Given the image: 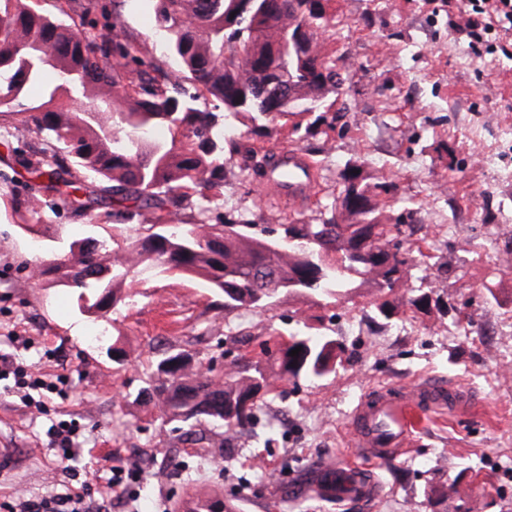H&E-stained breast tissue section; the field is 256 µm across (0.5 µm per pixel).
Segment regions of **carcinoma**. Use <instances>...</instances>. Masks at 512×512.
<instances>
[{"label": "carcinoma", "instance_id": "cac0c4a2", "mask_svg": "<svg viewBox=\"0 0 512 512\" xmlns=\"http://www.w3.org/2000/svg\"><path fill=\"white\" fill-rule=\"evenodd\" d=\"M330 0H157L156 25L178 64L171 78L159 66L132 54L112 33L90 38L32 0H0V101L25 109L24 122L43 135V147L16 154L31 180L66 197L75 210L110 208L118 222L145 218V232L125 236L113 260L110 244L97 237L39 270L74 290L85 313L101 315L122 301L128 277L146 271L176 272L205 280L224 298V309H264L281 289L336 299L355 288L354 276H368L379 292L383 279L407 270L385 266L389 235L396 225L378 220L376 194L392 184L366 183L360 166L346 165L344 188L360 202L345 216L351 235L359 226L375 236L377 252L342 255L321 236L336 226V213L317 224H290L289 243L259 239L223 224H172L171 209L192 197L209 202L223 194L224 161L239 152L229 120L250 115L249 133L263 135L272 113L308 114L320 109L326 121L345 76L321 31L334 21ZM40 98L28 99L31 88ZM264 265L272 282L251 279ZM301 348L299 355L291 350ZM336 339L289 334L277 350V373L287 379H320L336 369ZM271 387L263 368L243 365L219 382L189 367L188 354L161 360L139 396L161 402L171 421L201 420L225 430L257 420L258 402ZM188 512H228L222 497L192 502Z\"/></svg>", "mask_w": 512, "mask_h": 512}]
</instances>
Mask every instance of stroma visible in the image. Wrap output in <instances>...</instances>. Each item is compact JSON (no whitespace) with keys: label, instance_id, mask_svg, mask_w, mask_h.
I'll return each mask as SVG.
<instances>
[{"label":"stroma","instance_id":"obj_1","mask_svg":"<svg viewBox=\"0 0 512 512\" xmlns=\"http://www.w3.org/2000/svg\"><path fill=\"white\" fill-rule=\"evenodd\" d=\"M65 10L86 32L114 29L141 59L177 68L156 32L154 0H39ZM336 23L323 33L346 76L347 110L334 125L301 116L293 130L281 116L269 134H246L255 161L270 149L302 150L315 165L313 197L289 204L270 195L261 176L230 164L223 196L206 216L174 211L173 223L234 224L260 236L288 224H315L340 192L345 164L372 181L384 224H412L430 253L414 257L408 287L389 300L384 321L371 286L329 306L283 292L268 309H224L203 280L161 273L125 282V302L106 318L81 313L72 289L48 285L33 271L71 242L109 237L113 218L101 208L81 214L58 195L37 190L23 169L5 164L0 146V354L33 365L56 383L35 407L19 394L0 395V444L12 450L0 470V503L48 495L63 487L102 492L108 466L138 462L113 512H177L190 499L219 495L239 512H512V40L494 33L480 49L448 24L442 0H331ZM37 197L41 220L27 230L23 202ZM425 307L401 312L413 289ZM342 345L335 373L311 381L273 378L256 426L225 437L202 423L163 422L154 401L138 393L159 360L177 351L225 374L245 362L270 368L262 345L302 326ZM423 380L454 382L474 397L471 411L427 419L410 448L375 465L358 457L351 418L363 397ZM77 427L74 474L51 449L48 428ZM214 452H199L197 437ZM356 459L371 473L366 498L328 500L313 492L314 464Z\"/></svg>","mask_w":512,"mask_h":512}]
</instances>
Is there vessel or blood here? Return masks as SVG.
<instances>
[{
	"label": "vessel or blood",
	"mask_w": 512,
	"mask_h": 512,
	"mask_svg": "<svg viewBox=\"0 0 512 512\" xmlns=\"http://www.w3.org/2000/svg\"><path fill=\"white\" fill-rule=\"evenodd\" d=\"M274 178L269 188L278 198L300 203L313 189L314 164L298 151L273 152ZM471 396L460 387L426 381L411 392L381 390L364 398L355 411L353 434L359 454L384 461L407 448L422 421L439 412L456 413L470 408ZM319 490L334 499L347 495L366 497L371 480L347 464L321 469Z\"/></svg>",
	"instance_id": "vessel-or-blood-1"
}]
</instances>
